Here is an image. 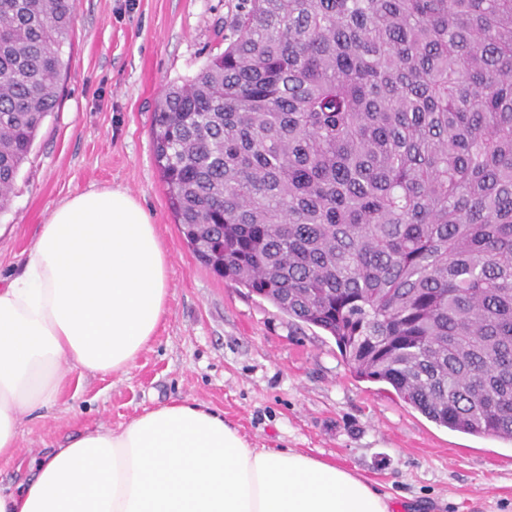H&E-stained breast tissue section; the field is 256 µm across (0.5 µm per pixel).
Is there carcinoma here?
Listing matches in <instances>:
<instances>
[{"instance_id": "cac0c4a2", "label": "carcinoma", "mask_w": 512, "mask_h": 512, "mask_svg": "<svg viewBox=\"0 0 512 512\" xmlns=\"http://www.w3.org/2000/svg\"><path fill=\"white\" fill-rule=\"evenodd\" d=\"M74 0H0V210ZM154 112L192 254L439 426L512 441V0H249Z\"/></svg>"}]
</instances>
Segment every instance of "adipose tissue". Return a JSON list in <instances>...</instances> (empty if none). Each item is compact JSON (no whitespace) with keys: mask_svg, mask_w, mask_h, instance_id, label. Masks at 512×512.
<instances>
[{"mask_svg":"<svg viewBox=\"0 0 512 512\" xmlns=\"http://www.w3.org/2000/svg\"><path fill=\"white\" fill-rule=\"evenodd\" d=\"M169 261L128 191L92 188L58 203L22 270L0 285V461L21 419L56 402L65 366L123 374L168 311ZM0 512H390L368 482L291 450L254 448L222 415L186 401L44 449Z\"/></svg>","mask_w":512,"mask_h":512,"instance_id":"obj_1","label":"adipose tissue"}]
</instances>
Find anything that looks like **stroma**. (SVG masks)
Wrapping results in <instances>:
<instances>
[{
    "instance_id": "obj_1",
    "label": "stroma",
    "mask_w": 512,
    "mask_h": 512,
    "mask_svg": "<svg viewBox=\"0 0 512 512\" xmlns=\"http://www.w3.org/2000/svg\"><path fill=\"white\" fill-rule=\"evenodd\" d=\"M242 0H76L55 111L0 212V279L20 269L40 224L71 194L128 190L170 261L169 309L126 374L71 369L63 393L24 418L18 456L67 436L120 429L174 400L221 412L255 448L336 464L389 496L392 512H512V442L437 426L381 382L359 378L323 330L195 260L175 224L151 135L164 88L195 76L233 38Z\"/></svg>"
}]
</instances>
